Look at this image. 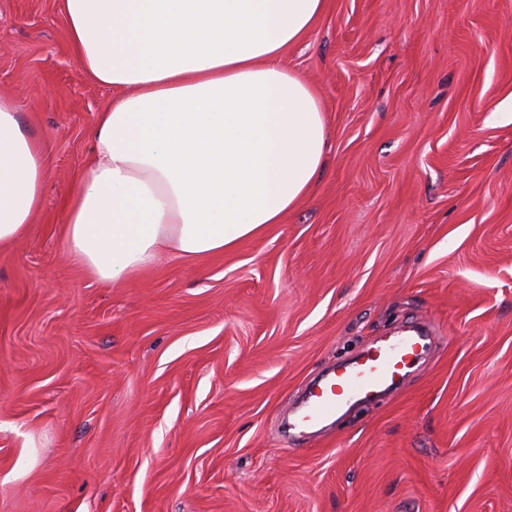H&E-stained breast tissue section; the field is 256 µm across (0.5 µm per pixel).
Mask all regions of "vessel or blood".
<instances>
[{
  "instance_id": "vessel-or-blood-1",
  "label": "vessel or blood",
  "mask_w": 512,
  "mask_h": 512,
  "mask_svg": "<svg viewBox=\"0 0 512 512\" xmlns=\"http://www.w3.org/2000/svg\"><path fill=\"white\" fill-rule=\"evenodd\" d=\"M435 343L430 331L415 328L337 364L309 391L295 420L296 428H316L347 407L399 390L409 370L427 356Z\"/></svg>"
}]
</instances>
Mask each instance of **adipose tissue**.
I'll return each mask as SVG.
<instances>
[{
	"label": "adipose tissue",
	"instance_id": "ef3b65f1",
	"mask_svg": "<svg viewBox=\"0 0 512 512\" xmlns=\"http://www.w3.org/2000/svg\"><path fill=\"white\" fill-rule=\"evenodd\" d=\"M326 0H64L77 66L114 90L62 205L103 285L234 249L308 195L327 152L317 90L289 68ZM41 143L0 98V248L43 205Z\"/></svg>",
	"mask_w": 512,
	"mask_h": 512
}]
</instances>
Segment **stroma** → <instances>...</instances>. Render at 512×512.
<instances>
[{"mask_svg": "<svg viewBox=\"0 0 512 512\" xmlns=\"http://www.w3.org/2000/svg\"><path fill=\"white\" fill-rule=\"evenodd\" d=\"M286 64L329 151L281 223L108 287L61 206L110 88L62 0H0L44 203L0 249V512H512V0H328ZM418 320L404 391L290 442L325 366Z\"/></svg>", "mask_w": 512, "mask_h": 512, "instance_id": "stroma-1", "label": "stroma"}]
</instances>
